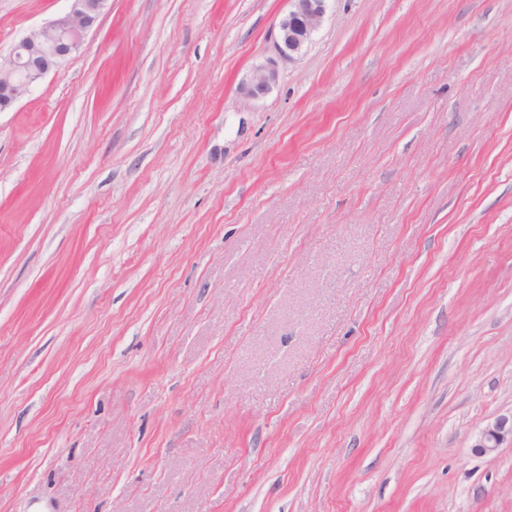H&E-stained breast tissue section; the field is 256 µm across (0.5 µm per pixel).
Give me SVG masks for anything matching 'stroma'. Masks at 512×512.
<instances>
[{
    "mask_svg": "<svg viewBox=\"0 0 512 512\" xmlns=\"http://www.w3.org/2000/svg\"><path fill=\"white\" fill-rule=\"evenodd\" d=\"M287 8L108 0L0 112V512H512V0ZM288 10L280 17L274 35V48L280 59H300L320 27L328 0H286ZM278 80V69L273 63L259 65L247 73L239 84V92L250 103L268 94ZM510 441L512 446V414L488 422L479 432L473 448L480 454H490Z\"/></svg>",
    "mask_w": 512,
    "mask_h": 512,
    "instance_id": "35a3bbf8",
    "label": "stroma"
}]
</instances>
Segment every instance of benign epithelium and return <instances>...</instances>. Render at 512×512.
Instances as JSON below:
<instances>
[{
    "instance_id": "1",
    "label": "benign epithelium",
    "mask_w": 512,
    "mask_h": 512,
    "mask_svg": "<svg viewBox=\"0 0 512 512\" xmlns=\"http://www.w3.org/2000/svg\"><path fill=\"white\" fill-rule=\"evenodd\" d=\"M68 9L52 21L31 30L0 58V112L28 94L47 75L58 73L63 62L83 46L87 33L102 14L107 0H68ZM288 10L280 17L274 35V48L280 59L295 62L312 43L320 27L327 0H287ZM278 80L277 66L269 63L254 67L239 84L247 102L268 94ZM512 442V416H500L479 432L474 448L481 454L497 451Z\"/></svg>"
}]
</instances>
